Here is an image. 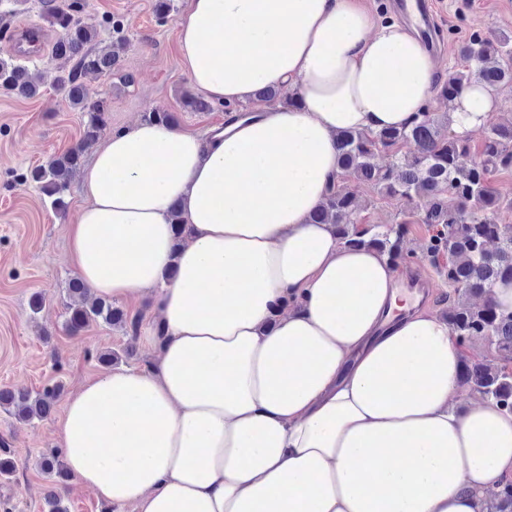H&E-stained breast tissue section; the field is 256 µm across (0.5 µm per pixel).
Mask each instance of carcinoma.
I'll return each mask as SVG.
<instances>
[{
    "label": "carcinoma",
    "mask_w": 512,
    "mask_h": 512,
    "mask_svg": "<svg viewBox=\"0 0 512 512\" xmlns=\"http://www.w3.org/2000/svg\"><path fill=\"white\" fill-rule=\"evenodd\" d=\"M42 17L60 29V37L51 55L60 62L55 89L63 94L69 107L83 112L81 142L53 157L47 164L31 170L33 182L51 199L57 212L67 209L71 177L81 169L84 147L97 141L107 127L104 102L88 99L83 79L94 75H110L119 69L124 38L106 41L97 30L75 18L82 8L81 0H41ZM465 62L463 69L448 76L437 92L452 101L474 80L496 88L512 79V41L474 35L459 46ZM28 57L0 58V92L30 99L40 94V82L30 69ZM254 99L269 104H298V99L279 88L259 91ZM183 109L188 112H210L213 103L203 97L183 95ZM143 121L159 125L178 124L175 112H147ZM452 125V113L443 115L427 108L406 126L389 128L375 135L346 131L338 137L340 175L371 185L382 198H397L417 206V223L430 227L427 258L435 265L448 287L452 288L454 305L448 309V328L462 347L475 339L484 341L487 349L497 354L503 364L491 367L483 363H464L461 375L464 385L495 403L502 411L512 413V314L498 312L489 299L476 304L471 297L488 295L489 288L500 280L512 281V224H499L496 214L501 198L489 187L496 172H512V123L489 121L485 128L482 158L469 164L463 158L470 153L467 134L443 133ZM388 153L394 162L386 167L375 163L380 153ZM360 197L344 183H336L313 214L315 224H333L341 243L352 247L373 248L386 255L389 262H409L412 255L403 251L401 243L408 222L362 224ZM174 248L178 249L190 235V227L181 214L173 211ZM87 288L77 278L70 280L65 305V327L79 332L93 322L137 332L140 318L129 315L109 299L100 298L88 304ZM60 385H48L32 393L24 388H0V406L15 410L17 419L28 423L42 420L53 411ZM40 469L58 482L68 478L62 452L42 458ZM487 512H512V482L495 493Z\"/></svg>",
    "instance_id": "cac0c4a2"
}]
</instances>
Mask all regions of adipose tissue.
<instances>
[{
  "mask_svg": "<svg viewBox=\"0 0 512 512\" xmlns=\"http://www.w3.org/2000/svg\"><path fill=\"white\" fill-rule=\"evenodd\" d=\"M177 37L214 102L271 86L300 103L210 136L138 122L95 150L70 262L93 297L152 296L165 334L145 368L69 395L70 476L123 512H484L512 478V414L455 412L447 322L385 255L310 221L338 133L431 101L425 48L361 0H189ZM451 109L470 134L499 99L475 80Z\"/></svg>",
  "mask_w": 512,
  "mask_h": 512,
  "instance_id": "1",
  "label": "adipose tissue"
}]
</instances>
